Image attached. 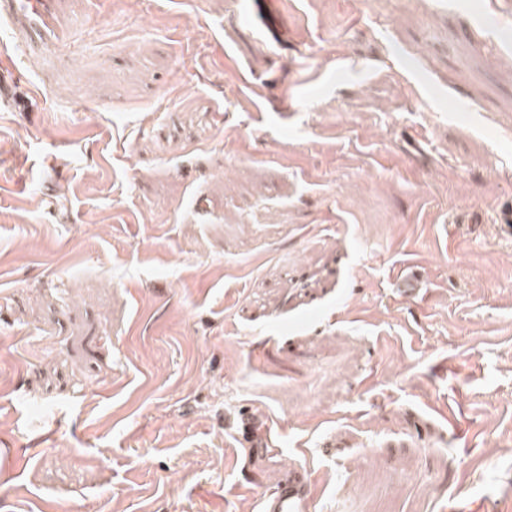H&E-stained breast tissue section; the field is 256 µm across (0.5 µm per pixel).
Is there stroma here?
<instances>
[{
	"label": "stroma",
	"instance_id": "stroma-1",
	"mask_svg": "<svg viewBox=\"0 0 512 512\" xmlns=\"http://www.w3.org/2000/svg\"><path fill=\"white\" fill-rule=\"evenodd\" d=\"M0 512H512V0H0ZM312 504L310 480L287 474L274 489L262 494L260 512H311Z\"/></svg>",
	"mask_w": 512,
	"mask_h": 512
}]
</instances>
